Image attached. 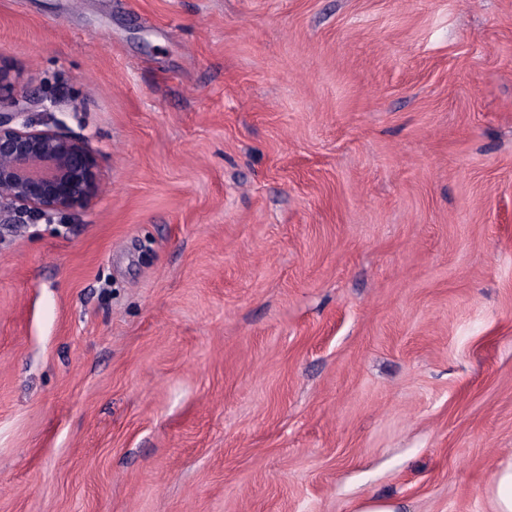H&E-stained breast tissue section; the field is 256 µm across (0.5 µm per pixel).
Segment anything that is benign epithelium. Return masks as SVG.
<instances>
[{
    "label": "benign epithelium",
    "mask_w": 512,
    "mask_h": 512,
    "mask_svg": "<svg viewBox=\"0 0 512 512\" xmlns=\"http://www.w3.org/2000/svg\"><path fill=\"white\" fill-rule=\"evenodd\" d=\"M20 76L0 58V223L51 222L103 190L94 154L56 127L36 128Z\"/></svg>",
    "instance_id": "benign-epithelium-1"
}]
</instances>
